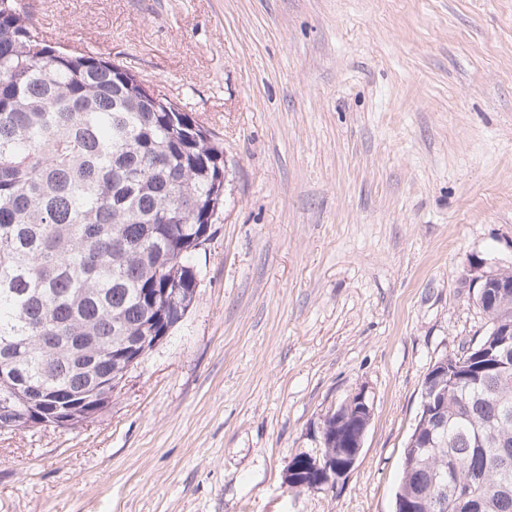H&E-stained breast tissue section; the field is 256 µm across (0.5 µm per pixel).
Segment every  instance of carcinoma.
Masks as SVG:
<instances>
[{
  "label": "carcinoma",
  "mask_w": 512,
  "mask_h": 512,
  "mask_svg": "<svg viewBox=\"0 0 512 512\" xmlns=\"http://www.w3.org/2000/svg\"><path fill=\"white\" fill-rule=\"evenodd\" d=\"M224 150L188 113L144 93L121 65L39 37L17 0H0V374L24 407L81 389L91 369L62 360L69 337L112 356L132 336L172 329L165 290L190 307L198 239L224 201ZM485 335L448 354L435 421L420 411L395 496L415 512H512V296L477 292ZM316 448L288 464L289 489H318L347 448L336 414Z\"/></svg>",
  "instance_id": "carcinoma-1"
}]
</instances>
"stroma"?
Segmentation results:
<instances>
[{"mask_svg": "<svg viewBox=\"0 0 512 512\" xmlns=\"http://www.w3.org/2000/svg\"><path fill=\"white\" fill-rule=\"evenodd\" d=\"M224 148L182 322L92 423L0 431V512H394L434 361L512 266V0H24ZM372 407L336 490L308 429ZM342 415L345 421H351L348 428L353 431V440L351 448H358V451L352 456L343 454L339 462H336L342 453H348L350 448H336V433L345 432L347 426H339L336 422V416ZM372 417V408L368 403L365 393L359 391L349 397L336 412L326 415L320 422L322 431L319 433V426L309 428L308 435L317 443L316 448L311 451H302L297 453L288 464V479L286 486L288 489H321V478L324 471L316 467V461L319 460L321 466L323 463L335 465L333 470L328 466L323 485L333 488L355 465L363 445V439Z\"/></svg>", "mask_w": 512, "mask_h": 512, "instance_id": "stroma-1", "label": "stroma"}]
</instances>
